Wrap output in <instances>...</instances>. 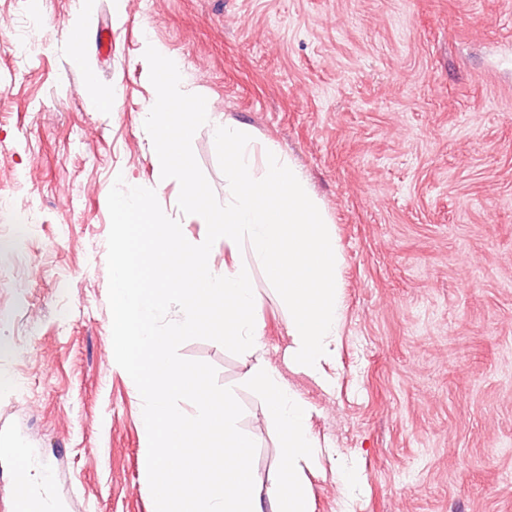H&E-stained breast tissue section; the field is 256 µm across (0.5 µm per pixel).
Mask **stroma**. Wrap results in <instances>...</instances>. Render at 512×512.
<instances>
[{
  "label": "stroma",
  "mask_w": 512,
  "mask_h": 512,
  "mask_svg": "<svg viewBox=\"0 0 512 512\" xmlns=\"http://www.w3.org/2000/svg\"><path fill=\"white\" fill-rule=\"evenodd\" d=\"M77 7L0 0V427L56 465L66 512H155L142 398L112 351L116 176L154 189L187 240L207 232L155 173L147 35L220 119L300 167L333 225L343 318L321 383L286 369L288 308L261 263L211 249L216 268L249 271L260 352L312 411L313 512H512V0ZM192 149L223 197L209 128ZM179 353L233 389L268 488L279 441L245 386L251 353L204 339ZM340 455L357 460L354 488L336 479Z\"/></svg>",
  "instance_id": "1"
}]
</instances>
